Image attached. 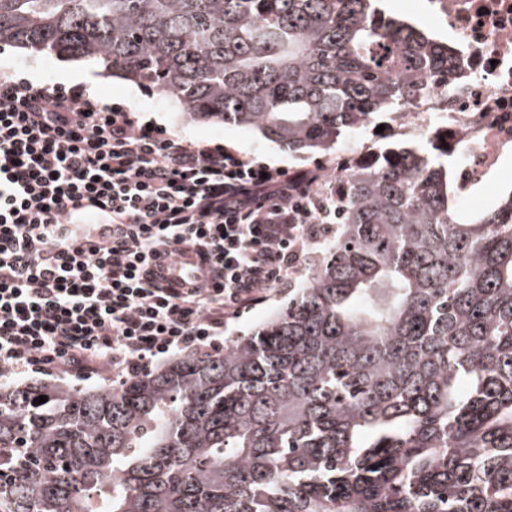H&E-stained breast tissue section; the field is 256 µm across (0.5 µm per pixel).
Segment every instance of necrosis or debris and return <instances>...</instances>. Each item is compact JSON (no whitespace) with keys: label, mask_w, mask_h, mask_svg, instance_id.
<instances>
[{"label":"necrosis or debris","mask_w":512,"mask_h":512,"mask_svg":"<svg viewBox=\"0 0 512 512\" xmlns=\"http://www.w3.org/2000/svg\"><path fill=\"white\" fill-rule=\"evenodd\" d=\"M457 50L455 79L401 110L404 128L447 127L460 160V193L484 185L512 152V0H431Z\"/></svg>","instance_id":"4bbe7bcc"}]
</instances>
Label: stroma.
Instances as JSON below:
<instances>
[{
  "instance_id": "1",
  "label": "stroma",
  "mask_w": 512,
  "mask_h": 512,
  "mask_svg": "<svg viewBox=\"0 0 512 512\" xmlns=\"http://www.w3.org/2000/svg\"><path fill=\"white\" fill-rule=\"evenodd\" d=\"M381 10L387 15L412 23L435 39L447 41L448 24L433 13L427 0H378ZM59 57L50 55L27 56L10 46L0 47V74L10 73L48 86L73 88L85 85L96 92L102 104H121L138 112L142 121L154 123L168 133L183 138L194 145H221L240 153L244 158L267 163L274 167L294 170L298 168L335 169L337 153L366 158L378 151L398 143L425 144L424 136L408 133L394 136L392 119H384V131L367 129L342 139L337 153L318 155L309 159L294 158L276 145L269 143L256 133L234 125L195 122L181 113L176 101L160 99L155 91L129 81L100 75L97 68L86 62H77L81 79L64 76ZM298 280L289 285L272 288L262 302L242 308L239 316L231 321L224 331L231 338L247 333L267 320L288 299L290 288L298 287Z\"/></svg>"
}]
</instances>
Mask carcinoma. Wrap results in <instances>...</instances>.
Instances as JSON below:
<instances>
[{"label":"carcinoma","mask_w":512,"mask_h":512,"mask_svg":"<svg viewBox=\"0 0 512 512\" xmlns=\"http://www.w3.org/2000/svg\"><path fill=\"white\" fill-rule=\"evenodd\" d=\"M2 45L300 159L456 73L371 0H0ZM451 158L352 161L301 286L224 351L0 390V512H512V188L463 211Z\"/></svg>","instance_id":"obj_1"}]
</instances>
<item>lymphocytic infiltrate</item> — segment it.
Listing matches in <instances>:
<instances>
[{
  "mask_svg": "<svg viewBox=\"0 0 512 512\" xmlns=\"http://www.w3.org/2000/svg\"><path fill=\"white\" fill-rule=\"evenodd\" d=\"M287 171L146 126L85 88L0 76V378H129L219 348L291 279L330 211ZM201 248L210 280L170 288L150 257Z\"/></svg>",
  "mask_w": 512,
  "mask_h": 512,
  "instance_id": "f902f5d3",
  "label": "lymphocytic infiltrate"
}]
</instances>
